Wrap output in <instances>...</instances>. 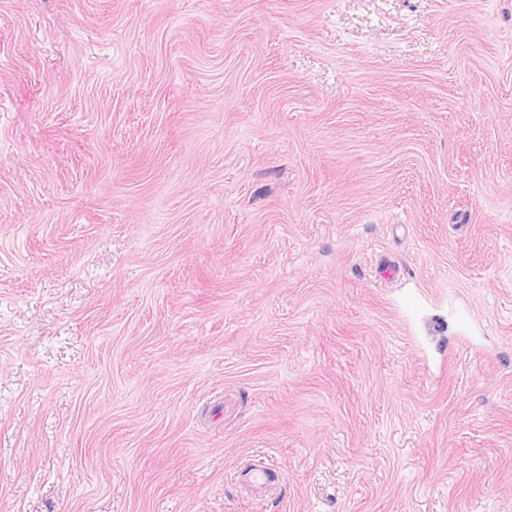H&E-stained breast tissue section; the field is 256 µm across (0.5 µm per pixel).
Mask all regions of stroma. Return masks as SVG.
<instances>
[{"instance_id":"obj_1","label":"stroma","mask_w":512,"mask_h":512,"mask_svg":"<svg viewBox=\"0 0 512 512\" xmlns=\"http://www.w3.org/2000/svg\"><path fill=\"white\" fill-rule=\"evenodd\" d=\"M0 512H512V0H0Z\"/></svg>"}]
</instances>
